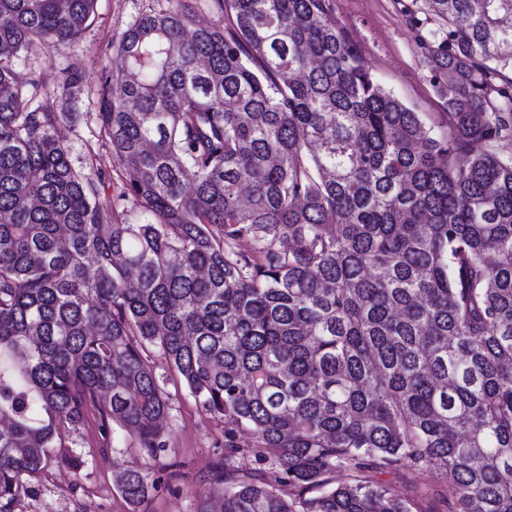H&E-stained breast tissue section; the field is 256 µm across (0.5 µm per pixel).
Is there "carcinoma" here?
Masks as SVG:
<instances>
[{"instance_id": "1", "label": "carcinoma", "mask_w": 512, "mask_h": 512, "mask_svg": "<svg viewBox=\"0 0 512 512\" xmlns=\"http://www.w3.org/2000/svg\"><path fill=\"white\" fill-rule=\"evenodd\" d=\"M217 2L227 31L162 0L119 37L98 120L137 223L18 68L95 0H0V509L81 467L54 449L90 404L161 446L151 346L224 417L198 512H424L373 477L403 468L439 473L448 512H512V155L476 151L512 138V0H426L438 133L326 0Z\"/></svg>"}]
</instances>
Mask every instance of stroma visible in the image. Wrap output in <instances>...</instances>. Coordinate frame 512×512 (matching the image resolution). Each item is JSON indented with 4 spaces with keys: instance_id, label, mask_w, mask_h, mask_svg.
<instances>
[{
    "instance_id": "obj_1",
    "label": "stroma",
    "mask_w": 512,
    "mask_h": 512,
    "mask_svg": "<svg viewBox=\"0 0 512 512\" xmlns=\"http://www.w3.org/2000/svg\"><path fill=\"white\" fill-rule=\"evenodd\" d=\"M157 0H97L95 19L81 37L68 45L38 44L23 53L19 67L50 85H63L70 75L81 78L72 95L45 100L49 112H79L76 121L58 122L56 133L71 146V160L113 197L129 180L128 171L112 154L108 133L96 119V102L107 73L116 71V43ZM331 16L357 46L365 67L385 90L415 111L426 126L443 112L425 65L422 35L437 29L431 20L412 25L413 12L424 0H330ZM150 362L169 404L162 447L148 450L123 427L113 426L102 439L99 409L88 406L74 433L73 453L83 464L74 472L47 466L27 484L10 512H196L201 492L212 487L224 465V419L199 404L180 383L158 352ZM147 473L156 490L138 508L117 491L115 473L122 468Z\"/></svg>"
}]
</instances>
